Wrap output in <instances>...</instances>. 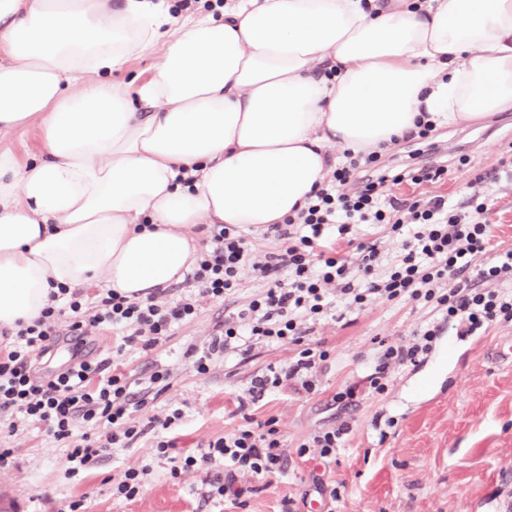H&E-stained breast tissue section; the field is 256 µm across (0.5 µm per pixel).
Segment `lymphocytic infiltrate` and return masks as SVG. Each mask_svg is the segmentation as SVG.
Masks as SVG:
<instances>
[{
  "instance_id": "1",
  "label": "lymphocytic infiltrate",
  "mask_w": 512,
  "mask_h": 512,
  "mask_svg": "<svg viewBox=\"0 0 512 512\" xmlns=\"http://www.w3.org/2000/svg\"><path fill=\"white\" fill-rule=\"evenodd\" d=\"M360 170L368 176L356 187L352 180ZM447 174V165L438 158L425 165L408 161L385 166L379 153L347 149L342 163L315 186L303 208L283 223L269 225V234L279 243L275 251L256 253L237 226L208 225L199 258L186 276L195 286L190 294L132 300L108 288L98 292L89 310L78 293H52L40 317L19 324L11 346L0 354V433L14 435L23 422L39 424L66 448L67 472L73 476L114 449L131 448L153 433L172 478L204 472L203 503L254 493L257 482L284 470L286 444L276 419L255 422L246 398H239L242 424L199 453L180 454L175 440L165 436L180 418L179 410L144 423L135 419L168 388L169 369L135 379L125 372V361L156 350L196 317L202 303L234 297L247 272L261 282V291L214 324L207 348H192L188 354L197 373L204 374L217 355L244 360L259 344L300 346L288 364L256 377L251 388L255 394L288 386L312 392L314 373L331 352L322 342L310 346L306 340L317 324L340 310L360 313L376 301H412L458 320L468 334L512 323V249H490L488 196L473 190L462 211L444 196L422 191ZM402 184L418 186L419 194H391V187ZM361 224L386 226L398 243L395 254L385 257L375 241L355 242L353 254L342 253L340 242L351 241ZM486 253L492 254V263L475 267V259ZM92 329L116 331L111 357L81 359L49 376L34 372V356L46 354L58 336H84ZM438 332V327L426 325L411 339L382 341L364 385L347 386L337 400L352 405L362 391L384 393L389 372L427 353Z\"/></svg>"
}]
</instances>
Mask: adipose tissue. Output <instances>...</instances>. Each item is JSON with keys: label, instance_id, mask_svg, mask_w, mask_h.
I'll return each instance as SVG.
<instances>
[{"label": "adipose tissue", "instance_id": "ef3b65f1", "mask_svg": "<svg viewBox=\"0 0 512 512\" xmlns=\"http://www.w3.org/2000/svg\"><path fill=\"white\" fill-rule=\"evenodd\" d=\"M154 53L138 94L113 81ZM510 106L512 0H0V134L43 137L23 164L0 150V328L58 286L180 281L195 226L282 223L330 146Z\"/></svg>", "mask_w": 512, "mask_h": 512}]
</instances>
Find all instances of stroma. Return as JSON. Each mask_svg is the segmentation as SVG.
I'll use <instances>...</instances> for the list:
<instances>
[{
	"label": "stroma",
	"instance_id": "stroma-1",
	"mask_svg": "<svg viewBox=\"0 0 512 512\" xmlns=\"http://www.w3.org/2000/svg\"><path fill=\"white\" fill-rule=\"evenodd\" d=\"M432 140L448 161V177L428 186V193L462 206L471 180L486 176L491 243L512 248V179L497 170L502 153L512 148V109L469 125L437 127ZM463 155L468 158L464 165L458 162ZM223 317V305H204L153 354L132 356L125 367L137 378L157 366L172 370L166 392L139 417L181 409V420L168 434L183 448L206 447L241 424L238 396L246 394L255 377L298 352L294 345L258 347L246 362L219 356L208 373H196L186 351L206 347L213 325ZM436 319L412 302L377 301L350 325H318L315 335L328 342L333 355L317 373L316 391L307 396L273 392L254 407L255 420L277 418L288 464L245 506L200 505L202 474L171 478L167 461L155 454L151 433L133 448L69 476L65 449L31 422L5 441L14 459L0 468V502L12 512H67L79 498L89 512H281L286 498L294 499L297 512H512V359L489 357L500 341L512 339V323L460 340L444 326L419 363L394 369L383 394L351 406L335 398L370 372L379 340L409 336ZM112 343L108 331L73 337L35 364L53 371L77 356L101 360L111 356ZM344 423L350 431L335 459L299 455V446L315 432ZM142 466L149 469L143 493L132 500L113 496L120 472Z\"/></svg>",
	"mask_w": 512,
	"mask_h": 512
}]
</instances>
